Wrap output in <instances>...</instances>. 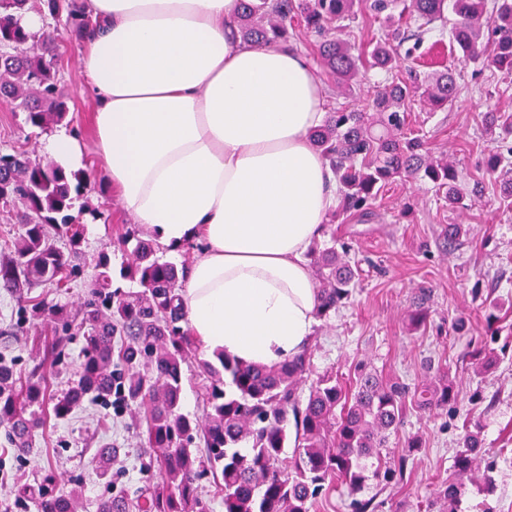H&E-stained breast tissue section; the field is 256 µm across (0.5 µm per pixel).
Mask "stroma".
<instances>
[{"label": "stroma", "instance_id": "35a3bbf8", "mask_svg": "<svg viewBox=\"0 0 512 512\" xmlns=\"http://www.w3.org/2000/svg\"><path fill=\"white\" fill-rule=\"evenodd\" d=\"M82 50L81 38L71 31L63 33L58 84L67 98L66 125L90 145L95 140L93 101L83 91ZM489 103L488 97L475 91L462 96L450 110L417 115L430 135L434 154L453 160L467 194L465 207L448 208L437 200L430 184L418 181L386 191L378 202V220L335 227L337 238L353 242L351 256L359 262V278L350 302L314 328L315 370L332 368L350 377L364 364L380 378H398L412 386L423 380L430 364L446 363L458 372L456 407L432 414L407 411L399 433L390 436L389 446L395 450L402 449L412 434L421 435L422 446L414 453L407 488H385L372 479L365 483L362 498L381 501L382 512H417L422 501L433 497L439 477L452 468L463 418L480 421L486 447L512 444V362L478 377L467 358L483 326L486 298L512 302V212L499 209L498 186L486 185L479 196L471 193L489 145L480 125ZM22 119L16 104L0 101V151L25 144L37 158L51 160L45 134L27 137ZM84 199L99 215L86 221L82 274L64 298L74 308L84 299L100 253H108L113 268H120L124 254L114 241L132 223L104 179L88 180ZM407 203L412 210L401 215ZM452 224L466 227L453 245L448 242ZM422 288L429 291V320L424 329L414 331L408 315ZM21 307L19 299L0 294V354L7 356L16 375L25 378L39 359L35 337L41 326L20 322ZM139 422L130 406L118 411L93 401L67 419L47 418L34 431L26 454H16L0 443V512H25L16 504L17 481L40 479L48 470L56 475L60 491L77 496L78 512H97L99 499L112 487L135 493L147 478L141 467ZM101 445L119 451L108 482L88 463ZM493 477L494 494L486 497L471 489L461 512H479L484 502L505 512V491L512 489L511 457L499 459Z\"/></svg>", "mask_w": 512, "mask_h": 512}]
</instances>
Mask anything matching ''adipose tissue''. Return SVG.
Wrapping results in <instances>:
<instances>
[{
    "label": "adipose tissue",
    "mask_w": 512,
    "mask_h": 512,
    "mask_svg": "<svg viewBox=\"0 0 512 512\" xmlns=\"http://www.w3.org/2000/svg\"><path fill=\"white\" fill-rule=\"evenodd\" d=\"M104 33L84 41L97 166L159 244L199 250L180 291L207 355L271 367L317 323L306 253L336 204L311 134L326 93L285 44L237 35L238 0H86ZM56 161L87 170L67 128Z\"/></svg>",
    "instance_id": "adipose-tissue-1"
}]
</instances>
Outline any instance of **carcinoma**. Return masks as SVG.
<instances>
[{
    "instance_id": "carcinoma-1",
    "label": "carcinoma",
    "mask_w": 512,
    "mask_h": 512,
    "mask_svg": "<svg viewBox=\"0 0 512 512\" xmlns=\"http://www.w3.org/2000/svg\"><path fill=\"white\" fill-rule=\"evenodd\" d=\"M28 12L52 21L47 33L36 38L23 29L20 19ZM238 16L247 44L285 43L303 33L314 37L320 63L343 93L361 87L365 71L386 75L368 87L363 108L338 103L313 132L314 146L338 188L332 220L370 221L380 194L393 183L426 181L448 207L462 205L453 165L433 158L422 129L410 127V110L416 101L428 112L450 108L471 88L460 83L454 67L419 71L417 52L432 25L449 21L458 64L499 77L500 85L478 89L490 98L508 92L512 0H493L491 6L488 0H239ZM363 22L378 28L357 49L349 36ZM62 27L82 34L97 23L77 0H0V99L18 103L30 128L43 130L67 114L50 64ZM481 125L494 134L481 179L503 183L499 208L512 211V112L494 106L482 114ZM85 187L80 175L66 174L54 161L45 163L24 149L0 153V200L20 205L17 247L13 256L0 259V290L17 296L35 288H53L60 295L69 289L81 273L85 209L75 208V202ZM322 234L330 240L314 243L308 257L320 296L318 318L324 320L352 298L357 273L349 260L351 246L336 240L326 224ZM118 245L126 262L116 273L110 258L100 256L78 309L32 298L29 319L45 327V354L29 379L16 378L0 356V425L19 454L27 452L48 404L54 417L64 419L116 391L143 410L144 467L157 476L133 498L120 491L102 498L98 512H208L198 492L206 475L224 512H313L338 484L347 487L352 512H378L374 499L358 498L368 480L361 461L376 458L373 477L386 486H403L412 470L411 454L391 451L388 440L407 404L425 412L458 401L452 373L441 365L411 387L363 372L353 379L333 370L311 378L307 350L272 367L220 354L201 357L180 295L188 266L163 260L154 239L135 229ZM124 280L136 283L137 290H124ZM502 309L496 301L487 306L486 335L473 351L478 374L497 369L512 352V340L498 345ZM78 338L83 355L78 380L55 396L45 388L46 374L66 359ZM190 362L204 382L200 418L181 411L183 366ZM290 444L293 455L286 459L284 448ZM115 461L111 448L92 458L105 477L112 475ZM493 465L480 426L466 420L452 473L426 508L458 512L468 484L478 480L492 492ZM15 492L35 512H76L75 497L63 494L51 474L34 484L20 483Z\"/></svg>"
}]
</instances>
